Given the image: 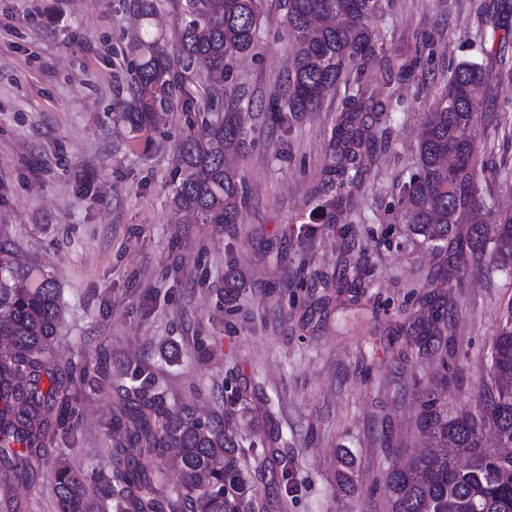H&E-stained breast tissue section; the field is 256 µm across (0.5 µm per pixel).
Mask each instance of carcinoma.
Masks as SVG:
<instances>
[{"instance_id":"1","label":"carcinoma","mask_w":512,"mask_h":512,"mask_svg":"<svg viewBox=\"0 0 512 512\" xmlns=\"http://www.w3.org/2000/svg\"><path fill=\"white\" fill-rule=\"evenodd\" d=\"M285 22L294 35L293 68L268 111L284 124L316 110L324 92L340 81L355 85L331 131L329 189L352 187L362 177L373 143L363 140L358 116L385 112L370 86L409 76V66L376 48L373 17L380 0H284ZM148 26L155 0H131ZM264 0H179L176 49L161 33L135 38V77L127 85L121 120L130 140H144L163 116L185 102L191 76L209 86L197 118L207 138L183 137L177 147L179 181L171 203L200 224H234L247 200L243 178L226 156L246 147L245 117L224 101L231 63L258 48ZM485 86L472 60L454 69L427 112L416 144L417 166L400 189L413 231L448 252L444 282L459 278L463 249L512 261V212L495 224L483 220L474 166L475 127ZM61 314L60 289L41 269L12 259L0 239V471L26 484L48 461L46 445L68 433L65 419L49 420L50 407L70 406L73 371L59 368L51 350ZM446 304L430 300V314L417 324L425 343L439 344L450 324ZM118 388L122 440L107 449L110 470L85 479L60 465L53 493L58 512H247L252 486L240 468L242 449L221 421L203 420L190 401L173 415L152 374ZM419 430L432 450L398 463L386 473L389 512H512V302L492 338L487 378L474 409H453L434 396L421 402Z\"/></svg>"}]
</instances>
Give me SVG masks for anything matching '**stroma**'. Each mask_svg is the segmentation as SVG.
<instances>
[{
  "mask_svg": "<svg viewBox=\"0 0 512 512\" xmlns=\"http://www.w3.org/2000/svg\"><path fill=\"white\" fill-rule=\"evenodd\" d=\"M493 2L381 0L375 42L414 70L377 86L389 110L370 123L374 159L321 220L345 86L276 123L267 106L291 70L292 34L283 0H265L259 54L235 61L224 84L251 145L232 161L248 201L236 224L220 227L177 223L171 206L176 147L193 131L204 82L150 148L124 135L130 0H0V234L60 288L57 361L107 378L97 391L72 385L63 463L109 470L117 388L145 369L173 397H193L199 416L227 417L257 489L255 512H387L388 466L425 444L420 392L473 407L512 302V275L484 257L465 256L460 282L442 284V256L398 204L425 113L456 64L474 60L486 86L478 185L512 209V29L493 32ZM232 268L244 286L228 302ZM435 294L452 311L458 377L446 374L444 348L422 346L410 330ZM260 438L276 457L249 453ZM344 448L356 457L349 489L338 477Z\"/></svg>",
  "mask_w": 512,
  "mask_h": 512,
  "instance_id": "35a3bbf8",
  "label": "stroma"
}]
</instances>
